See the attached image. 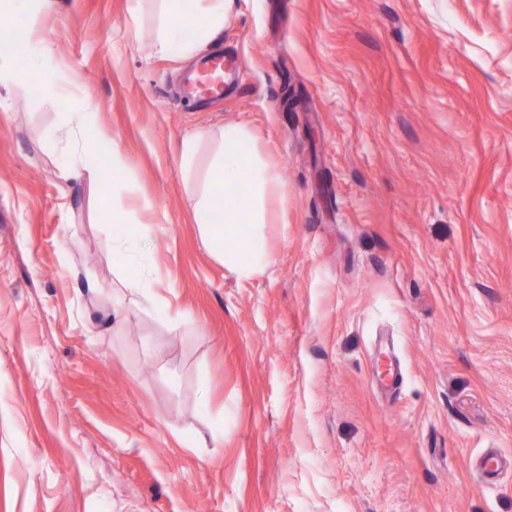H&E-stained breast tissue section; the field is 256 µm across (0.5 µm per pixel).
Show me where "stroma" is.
<instances>
[{"instance_id": "stroma-1", "label": "stroma", "mask_w": 512, "mask_h": 512, "mask_svg": "<svg viewBox=\"0 0 512 512\" xmlns=\"http://www.w3.org/2000/svg\"><path fill=\"white\" fill-rule=\"evenodd\" d=\"M160 0H51L65 89L0 84V512H512V0H236L215 48L242 88L177 97ZM88 163L152 225L173 330L113 252ZM246 124L281 172L273 262L235 278L204 246L183 138ZM405 374L386 398L373 357ZM65 124L68 134L74 137L80 135L83 139L87 133L96 131L94 112H89L86 107H77L74 112H66ZM507 466L508 459L499 451L492 449L485 452L479 458L475 467V470L479 473L482 487H493Z\"/></svg>"}]
</instances>
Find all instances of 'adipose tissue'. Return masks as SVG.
Instances as JSON below:
<instances>
[{"mask_svg": "<svg viewBox=\"0 0 512 512\" xmlns=\"http://www.w3.org/2000/svg\"><path fill=\"white\" fill-rule=\"evenodd\" d=\"M160 28L155 48L159 54L190 55L196 44L187 39V25L214 39L224 28L236 0H161ZM220 150L213 156L206 185L194 206V218L202 240L214 257L236 279L249 281L271 264L267 248L264 203L280 188V173L252 145L246 124L227 123L218 131ZM121 203L112 205V218L123 230L112 248L129 258L135 273L128 282L131 293L140 295L171 328L183 325L185 314H170L167 303L154 291L152 240L147 224H129Z\"/></svg>", "mask_w": 512, "mask_h": 512, "instance_id": "adipose-tissue-1", "label": "adipose tissue"}]
</instances>
